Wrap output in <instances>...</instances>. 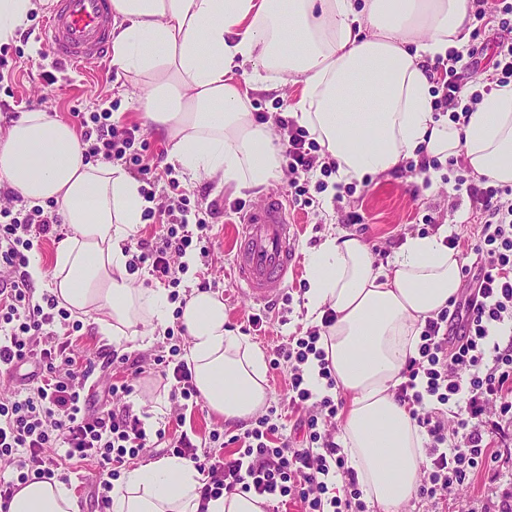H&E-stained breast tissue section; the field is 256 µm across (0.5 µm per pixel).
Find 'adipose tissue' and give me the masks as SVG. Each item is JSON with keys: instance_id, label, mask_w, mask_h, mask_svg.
<instances>
[{"instance_id": "adipose-tissue-1", "label": "adipose tissue", "mask_w": 512, "mask_h": 512, "mask_svg": "<svg viewBox=\"0 0 512 512\" xmlns=\"http://www.w3.org/2000/svg\"><path fill=\"white\" fill-rule=\"evenodd\" d=\"M50 0H0V44L14 41ZM118 22L112 63L140 86L145 126L165 132L168 158L193 178L240 192L281 173L271 124L256 123L250 91L301 85L292 107L351 183L396 168L425 148L445 163L465 157L472 172L512 184V84L475 106L467 123L435 117L424 65L465 48L474 17L468 0H112ZM0 184L28 206L54 205L71 232L52 271L29 275L60 305L92 320L109 343H151L172 304L162 288H137L126 244L143 224L142 184L121 165L86 160L66 120L35 110L0 126ZM462 260L442 236H409L387 266L354 236L329 235L310 252L306 319H336L319 341L334 387L317 362L304 371L320 395H343L339 439L365 497L398 512L415 493L425 439L394 390L419 325L461 287ZM187 359L206 405L244 420L267 405V362L226 329L223 301L191 289L181 309ZM200 473L163 457L128 469L111 512H197ZM7 512H79L57 480L20 486Z\"/></svg>"}]
</instances>
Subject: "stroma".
Here are the masks:
<instances>
[{"label":"stroma","mask_w":512,"mask_h":512,"mask_svg":"<svg viewBox=\"0 0 512 512\" xmlns=\"http://www.w3.org/2000/svg\"><path fill=\"white\" fill-rule=\"evenodd\" d=\"M47 19L44 12L33 15L19 41L0 45V125L37 109L66 120L75 112L107 111L112 122L140 125L139 89L135 80L118 73L111 64L90 70L78 66L57 67L42 40ZM175 174L189 190L192 206L209 205L214 209L210 275L225 284L221 298L229 328L245 332L247 314L263 315L262 330L247 334L250 341L263 348L267 359H274L277 349L306 324L307 282L301 273L289 280L293 298L289 313H282L278 301L266 306L250 303L235 284L232 227L238 217L230 213L229 205L239 200L251 207L264 201L268 194L284 193L286 178L274 180L258 192L245 190L236 194L215 182L193 179L180 168ZM449 174V169H441L429 186L418 189L414 186V176L400 166L370 176L367 185L357 186L355 193L344 197L342 203H335L332 194L322 193L317 213L289 209V216L299 224L300 256H308L328 235L346 233L359 237L367 246L377 247L375 259L384 264L392 260L407 235L432 234V227L424 222L429 214L440 222L441 233L458 235L457 251L464 264H472L476 260L473 246L481 215L466 192L455 191L448 180ZM349 212L360 215L361 223H346L345 215ZM124 348L139 358L145 368L126 401L148 429L163 427L174 415V404L169 386L155 376L152 365L157 356L167 354V340L158 336L148 347L134 341L125 343ZM492 447L497 457L490 471L478 472L470 483L456 487L448 498L447 512H512V423L498 430Z\"/></svg>","instance_id":"35a3bbf8"}]
</instances>
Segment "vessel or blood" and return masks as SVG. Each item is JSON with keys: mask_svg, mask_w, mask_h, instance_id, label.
Wrapping results in <instances>:
<instances>
[{"mask_svg": "<svg viewBox=\"0 0 512 512\" xmlns=\"http://www.w3.org/2000/svg\"><path fill=\"white\" fill-rule=\"evenodd\" d=\"M44 41L61 65L95 64L111 54L110 0H58ZM234 267L242 294L256 304L272 302L297 271L298 227L281 195L268 196L234 228Z\"/></svg>", "mask_w": 512, "mask_h": 512, "instance_id": "b4317fda", "label": "vessel or blood"}]
</instances>
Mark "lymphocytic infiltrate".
I'll return each instance as SVG.
<instances>
[{
    "label": "lymphocytic infiltrate",
    "instance_id": "obj_1",
    "mask_svg": "<svg viewBox=\"0 0 512 512\" xmlns=\"http://www.w3.org/2000/svg\"><path fill=\"white\" fill-rule=\"evenodd\" d=\"M489 66L482 90L472 101L498 86L512 84V44L496 41L488 61L475 52L449 48L427 63L425 72L433 84L432 107L460 121L461 90L466 73ZM75 119L81 131L85 154L112 163L133 161L154 182L165 183L164 192L146 190L150 201L145 219L155 221L152 237L137 238L130 251V268H147L153 280L170 288L178 300L181 279L174 265L177 256L198 250L202 260L212 254L211 226L206 217L188 221L190 196L173 178L172 167L145 163V144L138 127H120L107 112H79ZM266 123V113H255ZM281 132L287 158L288 187L293 200L311 206L312 191H325L326 180L337 172L335 159L324 155L308 131L290 117L272 118ZM320 173L316 183L308 177ZM456 189L465 190L483 223L474 250L479 264L463 267L462 276L474 286V294L449 300L436 317L421 329L417 352L409 357L403 380L395 389L430 444L424 476L417 487L420 499L444 504L453 486L463 485L491 456V435L471 424L469 418H452L459 399H466L471 415L494 404L501 416L512 417V345L500 347L494 333L512 324V187L472 174L459 166ZM61 222L58 214L40 207L24 208L13 191L0 192V370L35 362L40 380L36 385L0 400V459L11 467L9 477H0V507H6L20 485L34 479H66V461L94 460L99 468L96 502L100 512L111 506L113 483L127 461L165 445L173 455L191 460L202 473L199 505L238 489L264 496L268 502L299 499L304 512H370L359 487L356 472L348 467L343 448L336 440L334 420L340 405L332 396H317L309 388L303 366L317 360L323 378H331L330 363L320 347L322 326L335 316L325 313L321 326L307 328L304 335L289 337L277 356L288 368V405L299 412L297 429L301 446H293L282 434L276 408L251 420L234 436L235 450L227 456L200 453L188 433L167 437L165 429L147 432L130 406H113L114 397L129 395L128 382L109 384L98 408H90L86 389L96 369L95 359L77 363L66 343L56 338L59 328L69 326L70 312L52 295L34 302V290L20 268L26 267L34 246L53 236ZM185 327L167 333L171 347L158 356L156 371L171 384L172 399L199 405L201 397L191 366L181 359L176 335ZM343 475L342 490L332 480Z\"/></svg>",
    "mask_w": 512,
    "mask_h": 512
}]
</instances>
